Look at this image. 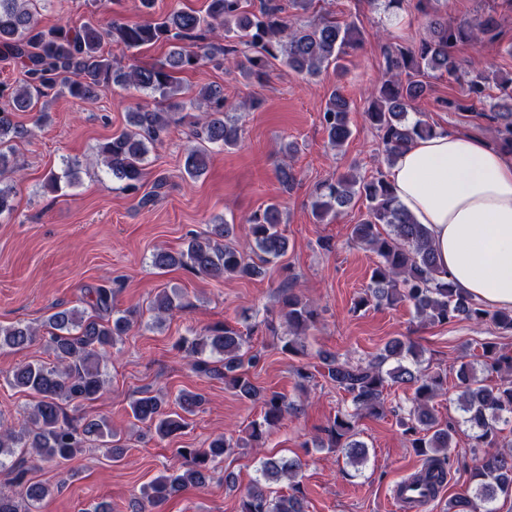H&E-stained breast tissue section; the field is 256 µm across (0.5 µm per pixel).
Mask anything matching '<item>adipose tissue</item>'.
I'll return each instance as SVG.
<instances>
[{"label": "adipose tissue", "mask_w": 512, "mask_h": 512, "mask_svg": "<svg viewBox=\"0 0 512 512\" xmlns=\"http://www.w3.org/2000/svg\"><path fill=\"white\" fill-rule=\"evenodd\" d=\"M387 178L399 204L428 227L441 279L512 310V154L441 131L405 146Z\"/></svg>", "instance_id": "1"}]
</instances>
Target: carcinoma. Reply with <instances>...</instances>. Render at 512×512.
<instances>
[{
    "label": "carcinoma",
    "instance_id": "1",
    "mask_svg": "<svg viewBox=\"0 0 512 512\" xmlns=\"http://www.w3.org/2000/svg\"><path fill=\"white\" fill-rule=\"evenodd\" d=\"M37 0H0V51L19 64L23 83H0V99L7 107L0 110V173L11 166L13 142L25 135L13 119L16 112H27L50 92L68 93L82 103L96 101L112 86L154 95L167 102L171 111L184 107V88L178 74L193 71L205 63L216 67L236 66L243 76H261L273 60L281 59L295 72L315 77L335 65L340 70L349 50L361 42L352 23L331 18L306 19L313 0H289L292 14H285L276 0H263L258 10L249 9L248 0H206L204 14L174 9L161 19L128 23L117 19L88 20L79 26L39 27L33 7ZM415 9L429 17L427 35L418 43L400 48L385 47L386 77L373 89L365 112L377 131L392 162L397 152L415 138L436 133L425 120H408L409 111L430 90L428 78L436 72L462 82L466 100L457 109L472 111L476 105H489L488 119L495 123L499 145L512 152V75L500 79L473 62L463 63L458 51L464 45L496 40L501 20L493 10L454 22L436 14L434 0H416ZM108 43L138 49L157 43L170 44L164 62L150 67L115 64L105 52ZM496 88L500 103L489 90ZM201 115L195 122L197 144L185 155L184 172L201 176L207 167L210 147H234L241 139L238 119L225 112L224 91L216 85L200 87L194 96ZM349 102L334 90L320 113V122L330 149L342 147L352 131L348 121ZM164 113L137 109L128 113V128L97 145V156L108 174L136 193L142 186L150 147L166 131ZM78 169L65 164L61 172H50L44 188L57 193L73 186ZM366 202L365 218L352 225L351 239L368 247L378 257L371 283L357 298L354 309L378 305L412 304L423 323L446 324L454 319L481 323L490 321L511 332L512 312H490L449 282L438 278L437 259L427 227L417 223L397 202L390 182L384 177L360 178L345 173L323 182L312 201V214L322 221L335 217L356 198ZM245 245L236 240L234 225L225 221L212 225L203 236L191 237L186 247L172 251L158 249L151 263L159 270L184 269L210 278H253L264 266L278 262L288 250V240L280 230V207L270 203L245 219ZM92 312L77 307L47 316L45 330L54 356L50 364L28 362L17 367L7 382L34 398L28 410V425L15 431L0 422V469L14 474L13 482L22 487L17 499L0 490V512H32L51 494L49 485L28 477L31 460L62 465L77 456L90 442H97L103 453L122 458L124 449L114 445L112 426L105 419L74 418L70 405L99 398L104 385V367L109 351L138 323L132 311L115 313L112 289L99 285L89 289ZM281 317L288 335L280 338L282 353L297 355L304 350V339L314 327L317 311L291 285L279 289ZM184 308L177 289H162L151 310L155 319ZM39 337L30 325L20 322L0 326V349H23ZM242 332L229 325H215L202 335L178 343V350L191 359L193 369L207 377L221 379L247 400L262 403V421H254L249 437L253 441L278 426L293 409L280 393H265L252 383L244 365L254 366L258 356H246ZM422 351L411 341L395 338L383 353L367 364L352 363L336 354L321 353L325 376L336 388L351 396L352 410H340L323 428L327 448L342 453L353 468L364 465L368 450L357 440V424L363 417L384 413V391L389 384L412 389L411 407L401 418L402 433L410 447L425 457L424 469L411 482L426 488L423 506L438 497L447 481L449 451L456 433L451 422L442 424L433 403L444 391L446 381L438 372L421 367ZM482 367L486 372L512 373V356L501 354L491 344L483 345ZM395 363L389 368L388 363ZM459 409L472 431L473 447L483 449L475 457L472 492L448 500L446 512H494L491 504L499 496L512 495V450L493 452L499 425L512 421V380L494 387L483 384L473 366L463 362L457 371ZM202 403V396L183 391L176 398V409L161 396L150 392L130 404L133 419L164 440L181 431L188 417ZM231 444L222 435L206 448L180 450L184 463L141 489L138 512H153L168 497L185 488L204 487L210 478V464L222 458ZM300 460L277 455L260 459L258 476L239 503V512H306L300 484L291 492L273 494L271 485L281 478H296Z\"/></svg>",
    "mask_w": 512,
    "mask_h": 512
}]
</instances>
